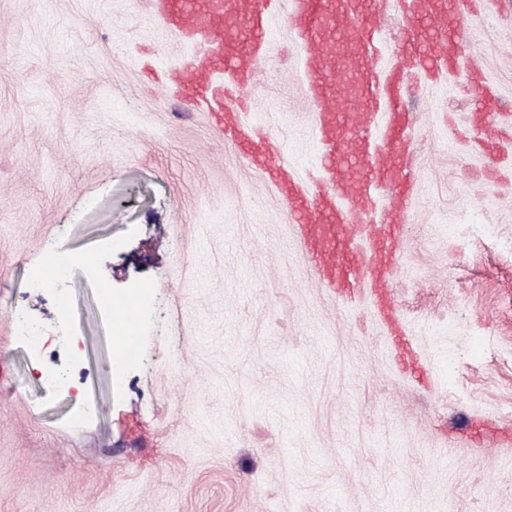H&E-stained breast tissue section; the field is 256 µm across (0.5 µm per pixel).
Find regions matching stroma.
<instances>
[{"label": "stroma", "instance_id": "obj_1", "mask_svg": "<svg viewBox=\"0 0 512 512\" xmlns=\"http://www.w3.org/2000/svg\"><path fill=\"white\" fill-rule=\"evenodd\" d=\"M472 24L455 71L408 78L418 172L392 289L411 367L367 293L320 287L210 112L142 82L188 56L146 0H0V512H512V140L459 130L485 88L512 113V0ZM274 36L243 120L304 176L312 108L285 22ZM104 236L67 333L31 354L13 311L52 328L60 306L33 266ZM101 283L144 293L134 362L114 363ZM75 344L73 389L34 376Z\"/></svg>", "mask_w": 512, "mask_h": 512}]
</instances>
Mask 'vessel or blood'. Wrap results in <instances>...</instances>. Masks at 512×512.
I'll use <instances>...</instances> for the list:
<instances>
[{"mask_svg":"<svg viewBox=\"0 0 512 512\" xmlns=\"http://www.w3.org/2000/svg\"><path fill=\"white\" fill-rule=\"evenodd\" d=\"M486 0H405L403 24L411 52L405 63L424 72L429 61L452 65L458 37ZM383 0H148L150 20L177 45L189 48L185 67L170 71L177 97L195 107L223 110L218 137L247 147V159L283 192L289 213H303L296 227L303 256L317 281L338 299L375 292L377 311L389 310L393 275L413 183L399 182L393 206L376 212V229L364 218L397 168L394 151L410 119L400 111L402 86L384 75L377 58L385 45L377 27ZM287 19L299 47L306 95L321 152L329 158L313 192L301 189L277 160L276 141L240 121L239 108L256 70L272 46L277 19ZM128 345L138 338L133 301L115 305Z\"/></svg>","mask_w":512,"mask_h":512,"instance_id":"obj_1","label":"vessel or blood"}]
</instances>
